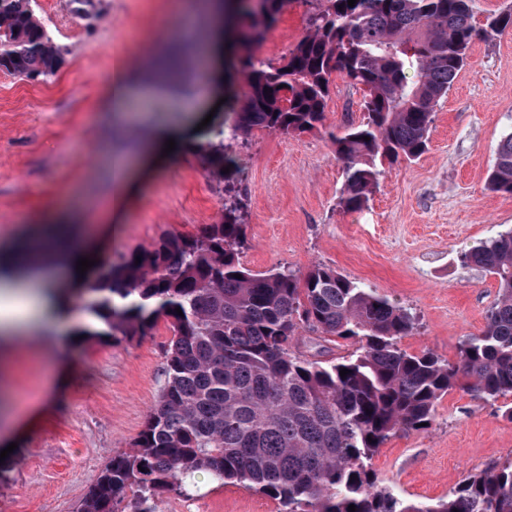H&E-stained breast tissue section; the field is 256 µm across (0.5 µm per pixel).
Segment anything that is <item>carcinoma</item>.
Listing matches in <instances>:
<instances>
[{
  "mask_svg": "<svg viewBox=\"0 0 512 512\" xmlns=\"http://www.w3.org/2000/svg\"><path fill=\"white\" fill-rule=\"evenodd\" d=\"M225 3L233 38L225 46L224 126L203 147L210 177L225 183L224 218L105 263L83 289L84 309L107 335L145 336L164 318L172 339L160 399L134 449L112 457L78 512H118L124 500L130 512H155L159 495L200 470L279 501L283 512H349L351 504L356 512H512V463L470 475L434 503L402 498L369 465L391 435L430 422L453 389L493 402L512 394V230L462 252L499 285L484 329L460 340L453 362L409 353L400 341L415 317L377 289L326 265L305 274L242 265L246 224L232 193L239 162L224 145L228 131L237 139L254 129L290 134L323 125L339 74L367 90L364 121L331 134L343 162L339 204L362 210L384 164L426 152L435 107L467 49L486 39L475 0H324L275 65L249 47L289 0ZM63 63L31 0H0V71L35 79ZM487 189L512 195V133L498 145ZM116 297L132 301L119 308ZM304 328L354 349L307 356L296 347Z\"/></svg>",
  "mask_w": 512,
  "mask_h": 512,
  "instance_id": "cac0c4a2",
  "label": "carcinoma"
}]
</instances>
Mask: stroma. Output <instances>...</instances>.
<instances>
[{"label": "stroma", "instance_id": "obj_1", "mask_svg": "<svg viewBox=\"0 0 512 512\" xmlns=\"http://www.w3.org/2000/svg\"><path fill=\"white\" fill-rule=\"evenodd\" d=\"M169 0H69L32 7L65 62L50 79L0 72V255L41 227L60 197L85 217L82 231L106 243L109 260L167 234H196L224 215V188L212 180L200 147L139 176V194L118 229L96 223L117 156L163 126L188 128L207 107L218 76L199 75L194 36L171 40ZM320 0H290L279 22L254 47L277 63L307 33ZM175 54L166 86L139 75L114 129L109 85L120 61ZM365 115L363 93L336 76L319 129L283 135L257 129L233 141L243 168L235 190L243 204L252 272L322 264L376 288L416 318L403 349L451 360L462 337L480 333L498 283L464 263L466 245L512 228V196L486 188L500 141L512 133V29L475 41L468 63L435 108L427 151L385 165L366 207L339 205L343 164L330 134ZM60 298L72 327L21 340L7 365L11 388L50 398L25 430L8 465H0V512H77L107 461L132 449L164 384L171 332L159 320L149 335L76 336L85 321L77 293L84 275L66 270ZM70 372L65 385L54 382ZM512 395L490 403L455 389L439 402L427 429L391 436L371 459L379 479L405 499L448 498L462 480L512 462ZM157 512H281L254 489L205 471L162 493Z\"/></svg>", "mask_w": 512, "mask_h": 512}]
</instances>
